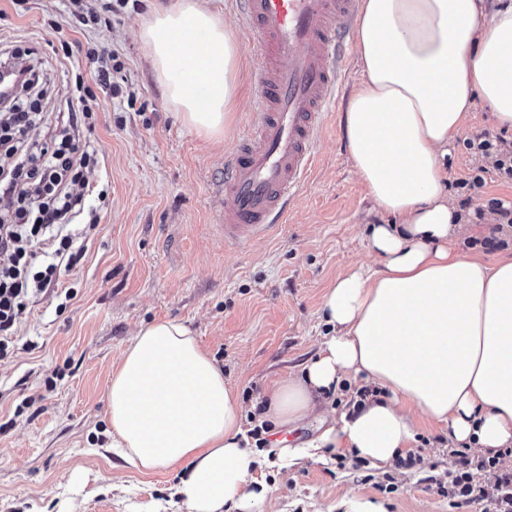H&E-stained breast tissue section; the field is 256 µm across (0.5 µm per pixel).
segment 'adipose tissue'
Segmentation results:
<instances>
[{
    "mask_svg": "<svg viewBox=\"0 0 512 512\" xmlns=\"http://www.w3.org/2000/svg\"><path fill=\"white\" fill-rule=\"evenodd\" d=\"M483 0H362L356 51L364 80L345 112L350 157L376 206L362 266L325 292L332 334L299 375L275 383L264 420L320 430L292 456L348 448L388 463L415 442L417 417L442 424L448 445L498 456L512 470V249L469 257L468 231L442 160L475 97L512 130V0L485 16ZM139 38L181 121L221 133L239 97V42L204 0H173ZM378 387L334 413L345 382ZM245 407L192 330L140 325L112 371L109 434L142 473L186 465L175 490L186 512H265L249 489Z\"/></svg>",
    "mask_w": 512,
    "mask_h": 512,
    "instance_id": "1",
    "label": "adipose tissue"
}]
</instances>
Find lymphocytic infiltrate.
Wrapping results in <instances>:
<instances>
[{"label":"lymphocytic infiltrate","instance_id":"lymphocytic-infiltrate-1","mask_svg":"<svg viewBox=\"0 0 512 512\" xmlns=\"http://www.w3.org/2000/svg\"><path fill=\"white\" fill-rule=\"evenodd\" d=\"M41 76L39 66H26L8 103L0 107V200L8 203L0 213V357L13 350L14 327L32 298L58 289L65 299L73 298V289L60 287L62 272L82 256L74 247L79 233L72 223L82 216L89 224L98 222L96 208L72 190L100 162L93 146L75 141L78 126L93 127L92 108L69 114L52 146L37 147L24 139L44 120L37 100ZM450 454L459 467L440 493L454 512L475 500L489 502L492 512H512V478L502 477L490 490L477 481L478 472L496 466V458L475 461L458 448Z\"/></svg>","mask_w":512,"mask_h":512}]
</instances>
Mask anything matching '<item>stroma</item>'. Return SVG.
I'll return each instance as SVG.
<instances>
[{
  "label": "stroma",
  "mask_w": 512,
  "mask_h": 512,
  "mask_svg": "<svg viewBox=\"0 0 512 512\" xmlns=\"http://www.w3.org/2000/svg\"><path fill=\"white\" fill-rule=\"evenodd\" d=\"M104 0H85L97 19L73 27L69 0H0V46L33 49L20 63H42L46 120L29 140L48 143L80 104L72 93V65L95 85L100 63L117 56L124 93L98 92L93 128H80L105 161L87 172L88 187L107 188L108 203L96 229L77 240L83 258L63 272L68 302L45 295L30 303L18 325L14 350L0 358V512H184L172 491L182 472H139L110 447L108 390L112 368L138 325L173 319L187 325L223 367L246 411H254L274 382L297 374L328 335L320 301L336 279L360 264L377 266L367 252L366 227L392 224L356 174L347 147L344 115L363 80L356 58L334 112L319 133L317 160L287 220L272 235H244L225 244L210 210L224 177V157L248 132L256 112L250 37L239 33L240 104L215 138H204L177 117L151 75L137 36L152 8L170 0H138L114 11ZM68 42V53L57 52ZM96 58H89L88 49ZM488 133L500 153L512 152V130L497 125L490 106L475 100L448 146L445 172L458 207L481 213L467 244L489 262L485 246L494 227L489 199L512 206V182L464 142ZM485 168L479 190L458 179ZM54 389H46L47 378ZM35 403L24 412V398ZM274 454L260 451L251 475L268 489L274 512H344L357 494L383 501L387 512H448L436 481L448 478L447 438L424 427L413 468L394 463L356 467L348 449L324 458L291 460L282 445L307 440L311 428H276Z\"/></svg>",
  "instance_id": "1"
}]
</instances>
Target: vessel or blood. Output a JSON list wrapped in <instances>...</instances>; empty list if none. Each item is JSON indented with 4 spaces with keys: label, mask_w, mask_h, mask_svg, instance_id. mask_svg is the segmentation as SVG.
Masks as SVG:
<instances>
[{
    "label": "vessel or blood",
    "mask_w": 512,
    "mask_h": 512,
    "mask_svg": "<svg viewBox=\"0 0 512 512\" xmlns=\"http://www.w3.org/2000/svg\"><path fill=\"white\" fill-rule=\"evenodd\" d=\"M253 39L260 110L226 156L214 199L225 242L242 230L273 233L316 157V137L335 106L359 0H242Z\"/></svg>",
    "instance_id": "1"
}]
</instances>
